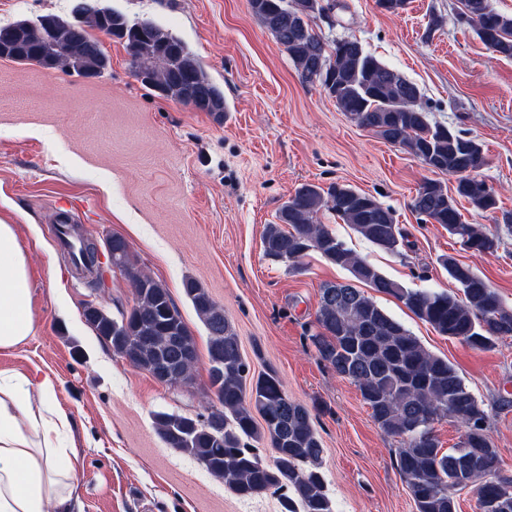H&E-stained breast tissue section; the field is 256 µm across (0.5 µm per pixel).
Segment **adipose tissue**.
Instances as JSON below:
<instances>
[{
  "instance_id": "obj_1",
  "label": "adipose tissue",
  "mask_w": 512,
  "mask_h": 512,
  "mask_svg": "<svg viewBox=\"0 0 512 512\" xmlns=\"http://www.w3.org/2000/svg\"><path fill=\"white\" fill-rule=\"evenodd\" d=\"M35 330L28 258L0 219V350ZM56 391L51 376L0 370V512H71L79 466Z\"/></svg>"
}]
</instances>
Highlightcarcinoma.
<instances>
[{"mask_svg": "<svg viewBox=\"0 0 512 512\" xmlns=\"http://www.w3.org/2000/svg\"><path fill=\"white\" fill-rule=\"evenodd\" d=\"M284 0H248L251 13L287 52L301 81L320 87L358 126L403 146L434 172L453 176L482 169V145L461 130L433 123L419 87L379 61L356 39L327 42L315 31L316 20L332 19L343 8L338 0H309L311 12L282 9ZM459 18L496 56L512 59V14L493 0H459ZM49 21L62 48L55 68L83 77H100L111 67L90 30L109 27L125 47L151 49V75L141 84L158 96L185 104L204 98L218 122L227 111L224 91L203 69L177 35L149 19H132L104 0H74L71 17L47 14L0 26V59L32 63L45 46L27 30ZM474 210L499 209L495 191L472 176L459 177L454 193L437 180L424 182L411 209L425 222L441 225L465 251L493 255L500 236L462 220L459 201ZM329 210L367 242L399 254L403 235L392 210L374 196L347 185L323 189L303 184L280 207L278 223L262 235L264 254L291 270L300 269L311 252L347 269L375 292L395 297L442 336L476 350H491L512 337V306L471 266L452 256L440 259L457 291L408 288L389 278L351 249L327 225L316 223ZM112 265L129 277L135 304L114 317L89 306L84 318L97 335L132 366L166 385L189 379L197 359L193 337L168 289L133 267L128 242L112 236ZM184 290L209 333L210 386L220 408L204 420L160 412L155 423L170 448L196 458L224 479L237 496L281 493L282 512H333L321 473L323 445L310 411L288 397L276 371L251 375L237 332L197 282ZM311 341L319 359L361 393L375 424L400 439L396 467L416 512H456V495L475 490L476 512H512V478L491 474L499 463L487 431L489 412L465 385L448 360L430 353L374 299L350 283H328L320 290ZM453 418L464 428L459 443L444 452L434 424ZM268 439L273 459L264 460L247 441Z\"/></svg>", "mask_w": 512, "mask_h": 512, "instance_id": "obj_1", "label": "carcinoma"}]
</instances>
